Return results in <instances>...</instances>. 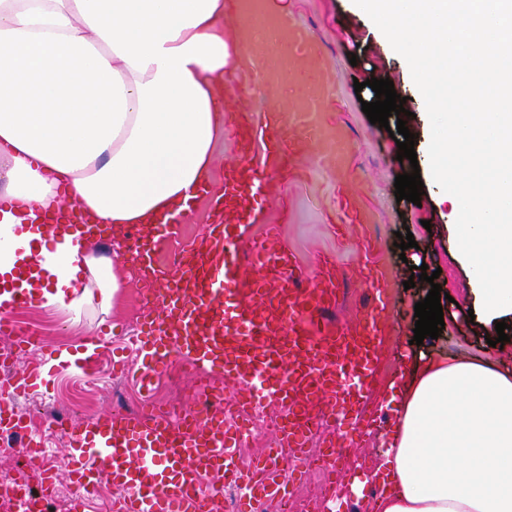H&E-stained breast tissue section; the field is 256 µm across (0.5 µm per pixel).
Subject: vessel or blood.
<instances>
[{
	"label": "vessel or blood",
	"instance_id": "b4317fda",
	"mask_svg": "<svg viewBox=\"0 0 512 512\" xmlns=\"http://www.w3.org/2000/svg\"><path fill=\"white\" fill-rule=\"evenodd\" d=\"M273 0H226L225 10L237 14L248 40H255L259 19ZM278 35L263 47L265 66L244 85L240 96L255 98L271 85L302 88L303 96L290 108L264 107L261 125L237 113L233 125L241 159L224 183L223 196H212L218 221L200 249L186 253L172 269L156 268L152 259L155 235L136 229L124 242L131 261L146 279L149 310L143 317L145 336L135 345L143 353L138 377L151 390L158 370L171 353H178L197 378L244 385L245 396L230 408L213 413L196 410L174 416L148 409L135 416L104 412L90 421H54L65 434L75 491L69 512H87V499L96 484V465H103L120 493L117 512H213L215 488L203 473H220L225 485L243 492V508L261 503L270 494L278 473V448H292L307 459L308 435L316 426L309 406L330 396L353 414L354 431H363L374 418L364 391L372 382L378 353L386 336L376 319H368L357 334L331 329L326 314L336 304L335 285L318 281L303 288L295 275L291 253L273 242L255 247L264 273L243 281L237 236L264 220L254 205L272 175L288 172L299 179L309 149L326 140L329 130L306 120L309 112L325 111V78L319 63L320 45L287 18L277 21ZM339 209L347 224H364L348 180L336 186ZM32 289L13 288L9 307L0 310V338L15 347L36 345L38 339L14 321L15 310L32 306ZM43 382L39 366L0 380V433L36 463L39 493L25 490L0 502V512H44L41 497L56 481L52 469L39 467L45 448L30 434L29 421L16 410V398ZM275 404L284 414L278 427V447L250 471H243L234 450L248 432L247 423L260 408Z\"/></svg>",
	"mask_w": 512,
	"mask_h": 512
}]
</instances>
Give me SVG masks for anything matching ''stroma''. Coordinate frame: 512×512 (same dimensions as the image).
Instances as JSON below:
<instances>
[{
  "instance_id": "35a3bbf8",
  "label": "stroma",
  "mask_w": 512,
  "mask_h": 512,
  "mask_svg": "<svg viewBox=\"0 0 512 512\" xmlns=\"http://www.w3.org/2000/svg\"><path fill=\"white\" fill-rule=\"evenodd\" d=\"M288 18L296 27L311 33L319 42L327 84L328 118L345 132L349 139L347 157L342 170L326 165L321 147H313L306 159L303 182L294 183L288 174H281L273 183L274 191L265 202L266 223L249 225L242 245L245 252L241 273L245 279L258 277L249 251L253 242L275 236L278 243L293 251L297 260L296 274L304 284H312L324 257H331L339 281V291L334 309V319L341 327H352L366 313L367 293L363 281L365 238L377 242L378 269L386 283L388 318L387 350L382 352L376 373L367 393L369 400L383 416L381 427L355 438L347 444L343 459L336 466V483L333 489L319 487V471L302 474L289 500H274V512H315V501H322V512H372L368 500L358 499L352 492L353 485L372 488L374 468L383 460V449L398 424V403L384 399L389 386L405 389L412 381L415 369L427 360L448 359L482 360L496 366H512V327L503 346H490L496 338L494 324L482 317H469L476 308L473 292V275L470 267L457 257L454 223L457 216L440 187L433 181L426 156L429 136L428 122L412 98L413 79L404 60L383 41L380 34L360 17L350 0H281ZM390 79L397 95L406 99L405 108L410 115L406 125L415 134L416 162L398 160V147L386 129L370 123L362 105L374 101L375 93L366 87L370 77ZM363 82L362 90H355V82ZM419 168L423 188L420 204L397 200L394 194L395 178ZM348 178L369 214L366 224L348 226L345 233H338L336 219V184ZM212 221L210 204L199 200L187 213L176 235L162 236L153 254L157 266L166 268L170 257L191 249L202 239ZM410 229L416 245L399 250L395 242L397 231ZM113 263L119 264L125 274L126 286L122 288L115 306L102 311L91 306L81 313L35 304L29 309L16 311L14 318L22 325L33 327L45 336L47 348L32 346L19 351L13 364L20 372L31 365L42 364L52 374L48 389L20 395L18 403L26 416L43 426L42 434L48 449L47 456L61 483H69L70 447L67 440L56 439L45 421L54 416L52 405L58 394L80 390L90 403L89 411L73 409L66 413V420L80 422L87 412L120 410L122 401L140 402L141 396L123 372L114 370L113 362L122 361L133 366L136 354L121 356L118 349L125 337L141 333L142 285L129 257L120 250H113ZM427 265L439 271L438 282L443 292L450 296L443 302L445 326L438 338H424L422 345H414V305L424 300L427 291L421 287L405 288L411 275V266ZM108 335L109 341L98 351V373L86 376L79 370H58L63 353H76L81 349L89 329ZM179 390L168 386L167 374H160L155 401L166 408L184 412L194 409L198 391L187 366H180Z\"/></svg>"
}]
</instances>
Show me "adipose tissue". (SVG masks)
Returning <instances> with one entry per match:
<instances>
[{
    "label": "adipose tissue",
    "mask_w": 512,
    "mask_h": 512,
    "mask_svg": "<svg viewBox=\"0 0 512 512\" xmlns=\"http://www.w3.org/2000/svg\"><path fill=\"white\" fill-rule=\"evenodd\" d=\"M225 0H0V305L32 255L45 305L110 308L124 286L67 203L106 224H161L210 182L224 69L253 65ZM374 475L379 512H512V369L431 360L404 391ZM51 220L54 221L55 224H45L49 229H55L60 223L69 224L71 226H73V224H84L85 230L83 233L85 234L86 244L90 249L97 247L103 240L101 234L96 230L95 225L86 224V220L81 215H77L72 211L59 209L55 217Z\"/></svg>",
    "instance_id": "obj_1"
}]
</instances>
